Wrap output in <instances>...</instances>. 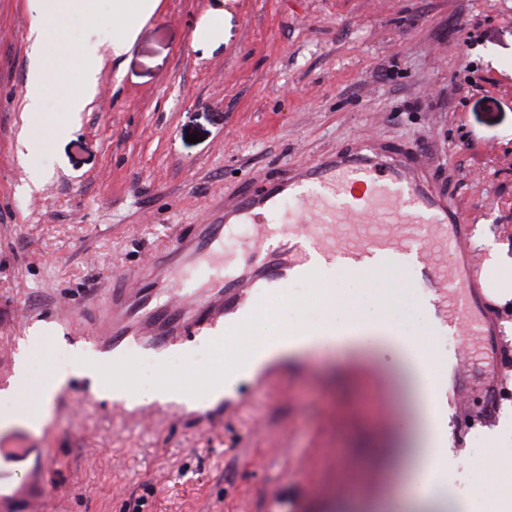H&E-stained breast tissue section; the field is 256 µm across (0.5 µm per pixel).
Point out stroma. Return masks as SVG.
Instances as JSON below:
<instances>
[{"label":"stroma","instance_id":"stroma-1","mask_svg":"<svg viewBox=\"0 0 512 512\" xmlns=\"http://www.w3.org/2000/svg\"><path fill=\"white\" fill-rule=\"evenodd\" d=\"M36 8L0 0V390L31 343L24 398L54 375V347L101 374L68 377L39 428L0 429L5 512H28L48 484L44 512H344L380 493L409 395L350 374L342 350L279 362L274 389L242 383L238 410L219 402L194 419L114 402L113 356L84 341L117 275L191 234L213 201L363 139L425 162L474 231L466 278L493 327L496 390L457 409L472 364L446 372L443 392L452 479L474 494L489 445H512V430L488 439L512 408V339L498 333L512 325V0H160L75 118L54 86L41 116L24 110ZM211 23L220 37L201 39ZM62 29L45 46L57 63L105 49L112 0L95 28L71 15ZM28 132L46 139L37 190Z\"/></svg>","mask_w":512,"mask_h":512}]
</instances>
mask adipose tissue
Wrapping results in <instances>:
<instances>
[{"mask_svg": "<svg viewBox=\"0 0 512 512\" xmlns=\"http://www.w3.org/2000/svg\"><path fill=\"white\" fill-rule=\"evenodd\" d=\"M98 0H42L40 12L31 26L32 64L27 75L25 109L38 113L46 88L56 84L66 92L68 109L79 112L95 93L100 70L96 50L87 47L73 54L70 67L56 69L43 53V46L59 34L61 21L79 14L95 23ZM160 0H112V17L117 34L112 40L113 56L128 52L136 42L144 23L156 12ZM332 326L351 327L348 336L322 333L316 336L283 338L267 336L265 342L247 359L229 361L222 380H207L203 391H158L155 401L200 403L216 400L225 389L249 379L265 360L298 354L311 348L339 345L350 353L366 357L369 365L380 366L386 377L394 379L410 395V404L395 426L400 454L408 466L400 491L385 493L369 504V512H512V494L502 484L512 479V467L497 465L485 470L484 487L496 489V496L461 497L455 492L451 471L445 458V443L451 430L450 417L439 407L432 391L437 381V364L431 348L420 337L408 334L387 315L389 298L378 297L377 312H368L354 293L333 285L322 294Z\"/></svg>", "mask_w": 512, "mask_h": 512, "instance_id": "ef3b65f1", "label": "adipose tissue"}]
</instances>
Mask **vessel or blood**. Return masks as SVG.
Segmentation results:
<instances>
[{"label":"vessel or blood","instance_id":"1","mask_svg":"<svg viewBox=\"0 0 512 512\" xmlns=\"http://www.w3.org/2000/svg\"><path fill=\"white\" fill-rule=\"evenodd\" d=\"M412 157L392 153L336 154L263 182L225 204L224 213L178 237L152 263L125 272V283L88 336L95 349H127L119 322L143 326L157 350L207 336L219 355L241 336L267 295L317 279L323 268L363 271L406 266L429 299L435 329L466 322L481 336L486 319L475 296L460 292L459 254L466 225L447 199L427 187ZM249 230L238 252L225 241Z\"/></svg>","mask_w":512,"mask_h":512}]
</instances>
